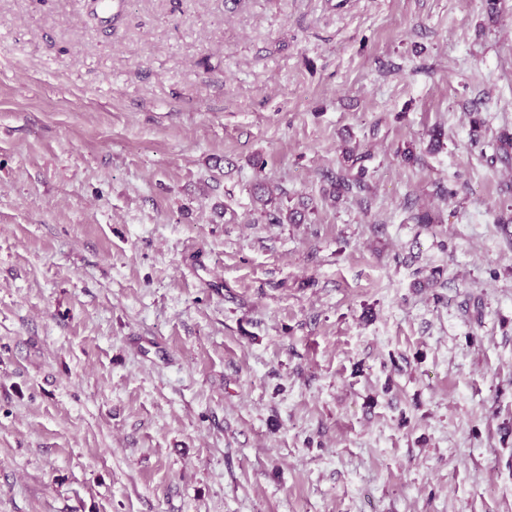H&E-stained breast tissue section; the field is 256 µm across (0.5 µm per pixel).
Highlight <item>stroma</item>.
Segmentation results:
<instances>
[{
	"instance_id": "35a3bbf8",
	"label": "stroma",
	"mask_w": 512,
	"mask_h": 512,
	"mask_svg": "<svg viewBox=\"0 0 512 512\" xmlns=\"http://www.w3.org/2000/svg\"><path fill=\"white\" fill-rule=\"evenodd\" d=\"M505 130L512 0H0V512H512ZM352 161L351 166L354 164V151L345 149L343 152V162ZM351 166L341 165L336 172L335 177H331V186L333 195L337 198L347 194H360L367 190L368 186L365 183V169L361 167L356 175L351 174ZM254 194L256 199L262 204L264 213L272 216V219H270L272 223L283 224V198L288 199V194L283 189H279V193L274 194L273 191L266 188L262 183L255 184ZM272 209H274L273 212Z\"/></svg>"
}]
</instances>
